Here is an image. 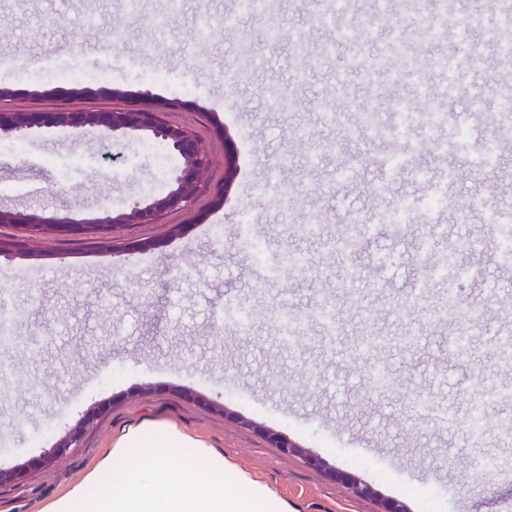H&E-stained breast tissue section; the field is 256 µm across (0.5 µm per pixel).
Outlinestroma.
<instances>
[{"label": "stroma", "mask_w": 512, "mask_h": 512, "mask_svg": "<svg viewBox=\"0 0 512 512\" xmlns=\"http://www.w3.org/2000/svg\"><path fill=\"white\" fill-rule=\"evenodd\" d=\"M372 17L365 41L341 39L345 18L323 26L310 0H277L273 12H239L237 0H0V48L12 58L0 70V107L25 111L122 109L150 91L167 106V120L186 126L211 158L206 186L191 206L155 224H120L107 235L65 236L0 227V239H24L26 256L0 258V303L17 321L19 346L1 350L0 469L26 468L18 482L0 483V512H41L80 480L114 435L145 419L174 422L231 457L287 499L296 512H383L402 502L407 512H512V363L501 362L492 337L512 325L497 287L512 288V264L498 253L499 225L490 214L512 205V182L488 171L463 184L444 185L442 169L468 171L454 124L425 129L411 123L376 139L328 123L335 111L356 117L367 109L395 113L407 102L464 118L473 138L495 135L500 76L512 59L498 51L495 4L452 0L448 26L436 34L437 0L407 11L374 0L358 4ZM480 14L454 97L445 98L439 64L456 51L453 33ZM163 18L156 26L155 18ZM117 26L119 42L106 48L100 33ZM334 52H327V44ZM69 57L85 72L79 81L43 76L49 56ZM116 70L97 71L106 56ZM385 61L366 74L354 56ZM423 60L402 66L401 56ZM235 81L225 84V70ZM195 84L172 96L165 77ZM296 93L294 107L270 108L281 89ZM481 92L482 113L470 98ZM237 148V175L223 198L224 144ZM0 152V206L39 208L47 214L93 217L102 205L169 188L168 171L145 142L97 136L73 140L58 131ZM322 152L319 167L306 157ZM406 165L381 175V159ZM279 170L275 189L267 171ZM385 179L384 197L367 187ZM445 187L451 201L433 210L419 201ZM362 209L370 232L357 245H338L346 218ZM407 209L406 233L393 238L384 216ZM250 225L275 260L301 254L299 269L282 268L259 283L253 252L239 228ZM318 225L316 234L302 228ZM455 256L467 270L449 293L432 277L439 259ZM360 270L357 290L343 279ZM454 302H447V295ZM336 310L338 335L327 339L317 311L323 297ZM252 314L242 333L216 319L225 304ZM305 318L295 349L282 353L275 311ZM466 331L457 352L448 342ZM374 336L389 342L363 347ZM384 364L390 390L371 384ZM482 405L485 429L472 437L470 411ZM104 413L77 448L39 468L28 462L51 448L92 408ZM296 443L282 454L267 432ZM485 457L505 469L482 477ZM372 487L356 494L354 483Z\"/></svg>", "instance_id": "35a3bbf8"}]
</instances>
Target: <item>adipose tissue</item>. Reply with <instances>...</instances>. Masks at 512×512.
Masks as SVG:
<instances>
[{"mask_svg": "<svg viewBox=\"0 0 512 512\" xmlns=\"http://www.w3.org/2000/svg\"><path fill=\"white\" fill-rule=\"evenodd\" d=\"M184 459L181 470L168 466ZM237 493H229L226 479ZM45 512H295L287 500L177 425L147 419L117 435L84 479Z\"/></svg>", "mask_w": 512, "mask_h": 512, "instance_id": "obj_1", "label": "adipose tissue"}]
</instances>
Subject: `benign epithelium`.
Here are the masks:
<instances>
[{"label": "benign epithelium", "instance_id": "obj_1", "mask_svg": "<svg viewBox=\"0 0 512 512\" xmlns=\"http://www.w3.org/2000/svg\"><path fill=\"white\" fill-rule=\"evenodd\" d=\"M169 106V102L160 104L147 97L138 107L112 111L58 109L28 112L0 108V140L26 139L50 134L57 129L67 130L75 137L96 132L102 139L113 143L136 136L163 144L179 158V164L170 174V186L166 193L135 200L120 212L106 205L100 216L78 220L47 215L36 209H0V225H19L28 230H37L50 224L58 232L68 235L87 227L103 229L112 224H155L168 212L187 209L199 192L210 167V157L201 141L189 129L163 119L162 109ZM100 413L101 409L95 408L84 414L79 424L52 448L32 458L31 465H46L53 458L77 447L81 430L94 424Z\"/></svg>", "mask_w": 512, "mask_h": 512}]
</instances>
